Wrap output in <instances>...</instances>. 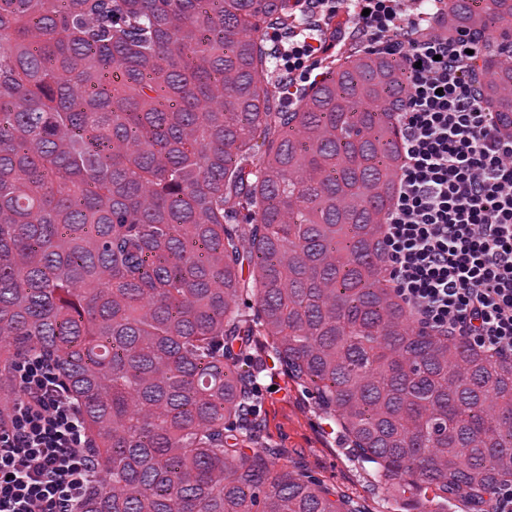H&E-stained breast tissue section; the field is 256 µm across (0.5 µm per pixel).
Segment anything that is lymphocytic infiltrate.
I'll return each instance as SVG.
<instances>
[{"label":"lymphocytic infiltrate","mask_w":512,"mask_h":512,"mask_svg":"<svg viewBox=\"0 0 512 512\" xmlns=\"http://www.w3.org/2000/svg\"><path fill=\"white\" fill-rule=\"evenodd\" d=\"M370 51L398 58L400 172L382 232L387 279L420 330L512 358V131L483 103L479 61L512 45L449 31L443 0L395 15L387 0H339ZM19 398L0 428V512H78L95 473L86 433L53 360L13 367Z\"/></svg>","instance_id":"1"}]
</instances>
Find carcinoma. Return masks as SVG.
<instances>
[{
    "instance_id": "cac0c4a2",
    "label": "carcinoma",
    "mask_w": 512,
    "mask_h": 512,
    "mask_svg": "<svg viewBox=\"0 0 512 512\" xmlns=\"http://www.w3.org/2000/svg\"><path fill=\"white\" fill-rule=\"evenodd\" d=\"M292 0H0V425L56 359L98 480L80 512H361L242 415L263 351L377 483L475 512L512 477V360L416 334L384 275L398 60L324 54L292 106L255 34ZM512 32V0H447ZM512 126V60L480 65Z\"/></svg>"
}]
</instances>
